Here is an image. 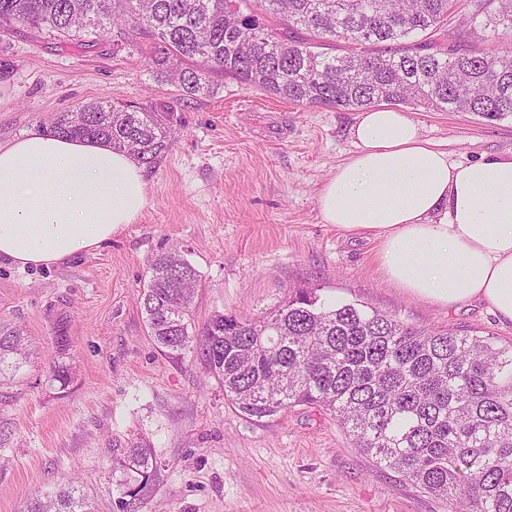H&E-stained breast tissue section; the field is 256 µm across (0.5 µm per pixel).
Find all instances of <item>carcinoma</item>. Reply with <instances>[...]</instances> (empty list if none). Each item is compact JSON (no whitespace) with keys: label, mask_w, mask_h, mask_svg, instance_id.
Returning <instances> with one entry per match:
<instances>
[{"label":"carcinoma","mask_w":512,"mask_h":512,"mask_svg":"<svg viewBox=\"0 0 512 512\" xmlns=\"http://www.w3.org/2000/svg\"><path fill=\"white\" fill-rule=\"evenodd\" d=\"M0 0V28L45 30L71 44L110 28L154 41L152 64L187 95L210 92L222 72L275 97L360 112L382 103L512 116V51L489 55L470 39L474 20L512 32V0H468L466 30L441 47L427 35L448 23L457 0ZM271 15L281 28L265 22ZM339 41L346 50L318 47ZM187 66H182V63ZM168 112L89 103L61 112L51 131L104 139L148 167L168 150ZM141 291L148 333L169 354L188 348L195 268L175 252L156 255ZM209 374L244 418L296 406L331 413L354 444L413 486L445 497L451 512H512V341L421 328L366 302L329 301L295 288L257 317L216 314L200 332ZM25 336L0 327V373L19 367ZM118 464L140 480L157 468L132 444ZM26 512H94L69 486Z\"/></svg>","instance_id":"1"}]
</instances>
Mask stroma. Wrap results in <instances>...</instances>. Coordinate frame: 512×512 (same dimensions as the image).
Masks as SVG:
<instances>
[{"label": "stroma", "instance_id": "1", "mask_svg": "<svg viewBox=\"0 0 512 512\" xmlns=\"http://www.w3.org/2000/svg\"><path fill=\"white\" fill-rule=\"evenodd\" d=\"M86 47L24 27L0 36V143L90 102L171 111V145L146 168V206L99 250L52 269L0 265V326L24 331L28 355L0 376V512L75 485L96 512H120L121 448H151L157 471L138 512H450L354 448L336 420L298 406L254 422L236 413L198 346L163 352L148 334L141 289L156 254L198 273L191 325L213 314L257 317L290 289L361 300L415 326L512 340L482 301L452 307L406 295L373 260L369 235L322 223L317 196L355 150L352 111L289 103L214 74L210 94L180 98L151 65L152 41ZM449 159L512 153V119L411 108Z\"/></svg>", "mask_w": 512, "mask_h": 512}]
</instances>
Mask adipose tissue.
Returning a JSON list of instances; mask_svg holds the SVG:
<instances>
[{"instance_id":"1","label":"adipose tissue","mask_w":512,"mask_h":512,"mask_svg":"<svg viewBox=\"0 0 512 512\" xmlns=\"http://www.w3.org/2000/svg\"><path fill=\"white\" fill-rule=\"evenodd\" d=\"M355 153L317 196L323 223L376 239L377 269L405 294L481 300L512 322V155L450 160L404 112L371 107ZM147 200L142 165L101 140L43 130L0 144V262L52 268L100 249Z\"/></svg>"}]
</instances>
